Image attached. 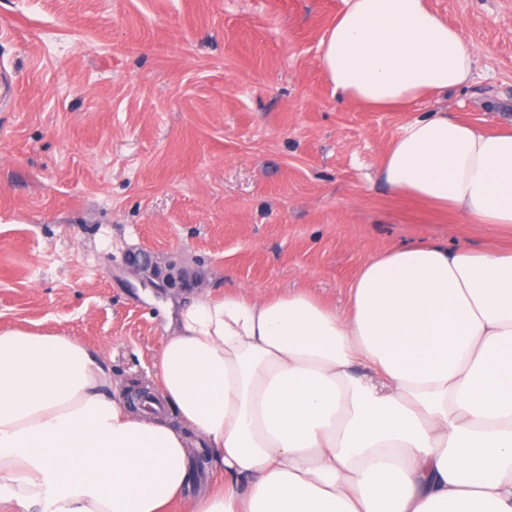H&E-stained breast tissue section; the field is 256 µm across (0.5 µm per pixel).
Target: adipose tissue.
Here are the masks:
<instances>
[{
  "instance_id": "adipose-tissue-1",
  "label": "adipose tissue",
  "mask_w": 512,
  "mask_h": 512,
  "mask_svg": "<svg viewBox=\"0 0 512 512\" xmlns=\"http://www.w3.org/2000/svg\"><path fill=\"white\" fill-rule=\"evenodd\" d=\"M344 2L321 42L340 102L403 110L471 80L473 44L428 0ZM379 178L512 227V129L416 117ZM149 390L132 409L80 338L1 329L0 512H512V249L386 250L342 310L198 290ZM194 441L214 478L190 498Z\"/></svg>"
}]
</instances>
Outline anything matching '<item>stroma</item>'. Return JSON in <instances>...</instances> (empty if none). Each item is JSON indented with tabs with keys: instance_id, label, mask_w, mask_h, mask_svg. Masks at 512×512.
I'll return each instance as SVG.
<instances>
[{
	"instance_id": "stroma-1",
	"label": "stroma",
	"mask_w": 512,
	"mask_h": 512,
	"mask_svg": "<svg viewBox=\"0 0 512 512\" xmlns=\"http://www.w3.org/2000/svg\"><path fill=\"white\" fill-rule=\"evenodd\" d=\"M474 44L450 116L512 126V0H429ZM344 0H0V329L61 332L145 386L168 304L201 284L345 307L360 266L512 229L392 195L389 144L432 111L340 103L320 43ZM183 268L167 294L132 267Z\"/></svg>"
}]
</instances>
